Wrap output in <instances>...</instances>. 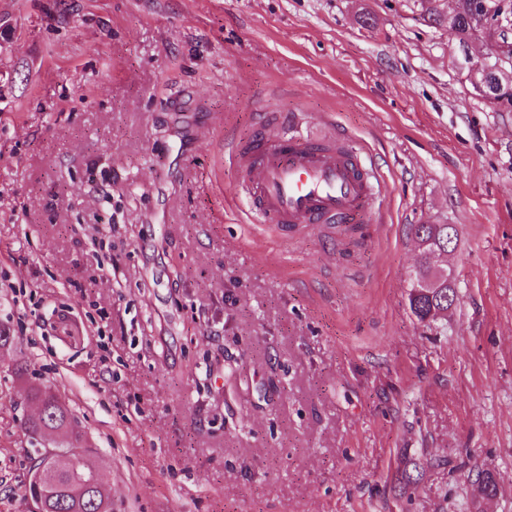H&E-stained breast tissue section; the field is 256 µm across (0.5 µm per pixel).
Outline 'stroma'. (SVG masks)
Listing matches in <instances>:
<instances>
[{"mask_svg": "<svg viewBox=\"0 0 512 512\" xmlns=\"http://www.w3.org/2000/svg\"><path fill=\"white\" fill-rule=\"evenodd\" d=\"M485 52L448 0H0V512L32 510L31 384L112 512H512V106L471 84ZM261 112L350 138L369 223L259 222L228 145ZM429 221L458 234L433 328L406 300Z\"/></svg>", "mask_w": 512, "mask_h": 512, "instance_id": "35a3bbf8", "label": "stroma"}]
</instances>
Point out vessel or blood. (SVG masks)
Listing matches in <instances>:
<instances>
[{"mask_svg": "<svg viewBox=\"0 0 512 512\" xmlns=\"http://www.w3.org/2000/svg\"><path fill=\"white\" fill-rule=\"evenodd\" d=\"M288 123L268 114L257 139L231 146L232 154L245 159L241 189L262 223L291 235L312 228L329 235L359 221L381 193L372 166L344 139L279 135Z\"/></svg>", "mask_w": 512, "mask_h": 512, "instance_id": "1", "label": "vessel or blood"}]
</instances>
